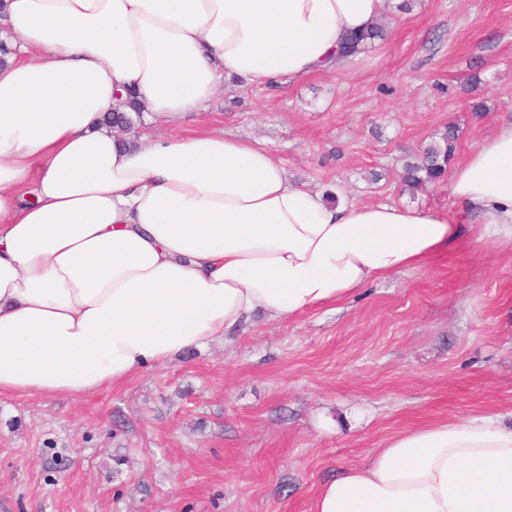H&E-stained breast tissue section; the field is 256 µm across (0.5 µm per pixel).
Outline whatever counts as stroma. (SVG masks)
Masks as SVG:
<instances>
[{
  "label": "stroma",
  "instance_id": "1",
  "mask_svg": "<svg viewBox=\"0 0 512 512\" xmlns=\"http://www.w3.org/2000/svg\"><path fill=\"white\" fill-rule=\"evenodd\" d=\"M406 2L380 53L274 90L225 83L175 131L259 141L291 185L431 208L460 241L119 388L0 396V512H312L322 483L393 435L512 414V244L473 243L447 183L401 182L448 123L459 162L512 121V0Z\"/></svg>",
  "mask_w": 512,
  "mask_h": 512
}]
</instances>
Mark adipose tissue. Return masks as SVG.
Instances as JSON below:
<instances>
[{"mask_svg":"<svg viewBox=\"0 0 512 512\" xmlns=\"http://www.w3.org/2000/svg\"><path fill=\"white\" fill-rule=\"evenodd\" d=\"M396 0H0V395L80 398L256 316L294 320L423 266L461 236L427 208L294 187L267 149L214 129L121 145L102 115L131 89L153 122L206 110L225 80L339 71ZM449 191L512 241V122ZM313 512H512V421L406 431L320 488Z\"/></svg>","mask_w":512,"mask_h":512,"instance_id":"obj_1","label":"adipose tissue"}]
</instances>
